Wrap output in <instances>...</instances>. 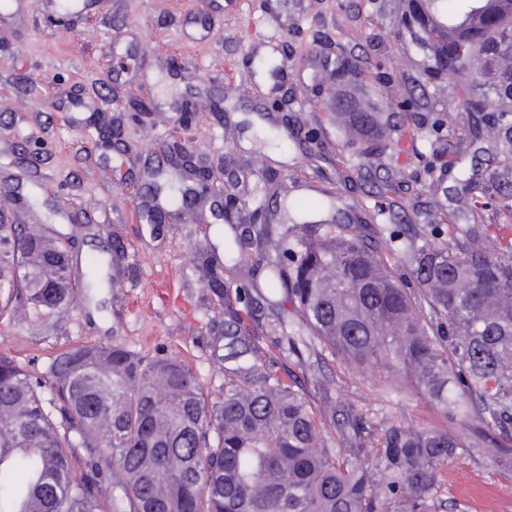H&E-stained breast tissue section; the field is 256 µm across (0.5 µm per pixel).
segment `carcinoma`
I'll return each instance as SVG.
<instances>
[{"label": "carcinoma", "mask_w": 512, "mask_h": 512, "mask_svg": "<svg viewBox=\"0 0 512 512\" xmlns=\"http://www.w3.org/2000/svg\"><path fill=\"white\" fill-rule=\"evenodd\" d=\"M433 74L470 55L459 106L512 140V0H399ZM399 107L336 109L345 146L394 148ZM508 224H330L275 229L262 336L252 303L198 253L224 300V391L207 396L184 360L114 340L58 353L43 375L0 352V512H443L437 483L471 451L512 472V241ZM74 242L47 224H0V319L50 325L96 273L71 276ZM407 265L415 287L398 273ZM269 339L274 351L261 346ZM329 355L375 373L380 406L412 395L442 416L410 427L352 408L328 424L277 355Z\"/></svg>", "instance_id": "cac0c4a2"}]
</instances>
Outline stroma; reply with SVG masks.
Listing matches in <instances>:
<instances>
[{"mask_svg":"<svg viewBox=\"0 0 512 512\" xmlns=\"http://www.w3.org/2000/svg\"><path fill=\"white\" fill-rule=\"evenodd\" d=\"M198 5L108 0L103 15L67 29L39 15L20 29L0 26V174L19 176L22 194L34 199L28 223L72 236L80 270L102 269L101 286L78 293L45 335L19 316L0 323V350L31 373L71 345L118 338L180 357L205 391L218 393L224 376L216 357L224 349L212 341L224 336V308L199 278L196 251L227 262L236 225L286 224L291 208L328 202L352 219L389 223L374 213L388 178L385 157H372L352 180L342 177L344 144L325 107L324 71L337 58L359 60L358 76L342 81L375 101L377 62L388 55L401 62L391 96L414 98L417 107L395 138L436 154L439 171L432 180L419 160L407 165L403 223H471L464 201L473 186L494 195L512 173V144L481 137L484 113L463 110L455 126L433 127L436 113L456 107L463 83L428 71L394 0H287L276 14L266 0H238L210 18L204 37L185 23ZM118 39L128 53L108 55ZM270 39L288 70L274 96L264 79L244 76L253 48ZM187 102L195 115L185 126ZM172 143L209 172L210 190L150 223L143 204ZM115 240L128 251L116 272L100 264ZM279 368L310 391L318 412L329 413L333 397L380 411L370 368L326 362L322 371L335 381L326 396L294 357ZM439 495L463 512H512V475L465 456L444 472Z\"/></svg>","mask_w":512,"mask_h":512,"instance_id":"stroma-1","label":"stroma"}]
</instances>
